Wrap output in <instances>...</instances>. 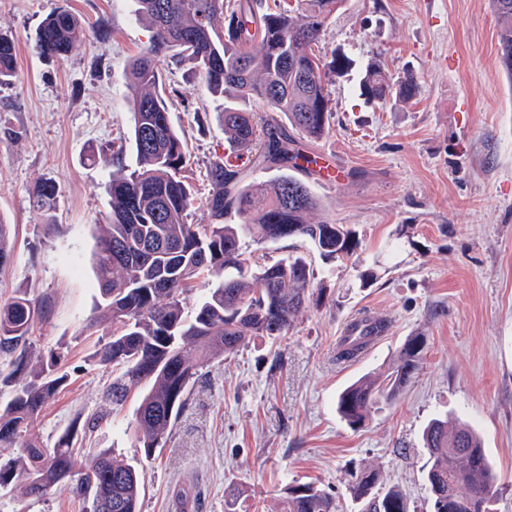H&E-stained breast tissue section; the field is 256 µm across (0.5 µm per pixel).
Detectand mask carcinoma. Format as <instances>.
<instances>
[{"instance_id": "1", "label": "carcinoma", "mask_w": 512, "mask_h": 512, "mask_svg": "<svg viewBox=\"0 0 512 512\" xmlns=\"http://www.w3.org/2000/svg\"><path fill=\"white\" fill-rule=\"evenodd\" d=\"M138 3L152 36L129 65L134 162L124 163V145L113 151L111 211L97 238L93 269L99 318L112 325L99 363L112 371L115 404L132 385L147 384L135 421L139 447L149 456L168 438L200 369L236 353L252 336H287L308 306L322 301L303 256L259 265L246 256L243 240L302 238L329 261L345 260L358 243L342 224L307 220L321 206L308 183L316 171L307 165L314 160L290 133L313 144L331 130L329 81L350 62L344 56L326 62L315 47L344 0H236L229 12L225 0ZM493 8L501 66L512 76V0H493ZM79 30V19L59 10L42 21L37 47L48 58L63 59ZM175 57L200 71L210 96L229 100L221 112L224 136L246 153L251 169L281 171L267 187L247 181L244 169L229 160L211 162L206 224L187 221L194 193L182 172L190 154L172 123L160 77L161 60ZM15 76L14 44L0 34V85ZM415 88L414 78L396 83L378 67L368 69L362 82L363 94L377 101L395 89L409 98ZM253 101L285 122L256 115L248 108ZM58 202L56 181L34 186L32 203L45 214L48 235L59 230ZM11 238V225L0 219V265L10 258ZM205 273L220 283L188 316L184 297ZM37 314V304L25 295L0 307V358L8 367L0 384L11 387L0 408V447L19 448L16 457H0V488L31 497L38 487L44 497L77 471L74 489L92 500V512H140L141 476L133 466L109 450L82 455L70 428L51 446L35 433L40 413L68 381L55 364H31ZM388 327L383 318L365 316L360 331L342 340L338 358L359 356ZM425 345V337H409L386 373L358 379L338 395L337 411L350 427H361L379 404L398 396L421 370ZM423 440L431 512H495V477L479 436L463 421L450 432L448 422L434 418ZM348 486L360 512H409L403 493L383 487L375 468L350 472ZM281 505L282 512H336L333 495L313 483L287 484Z\"/></svg>"}]
</instances>
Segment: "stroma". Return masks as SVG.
Returning a JSON list of instances; mask_svg holds the SVG:
<instances>
[{"mask_svg": "<svg viewBox=\"0 0 512 512\" xmlns=\"http://www.w3.org/2000/svg\"><path fill=\"white\" fill-rule=\"evenodd\" d=\"M60 9L79 18L80 37L67 57L49 60L37 32ZM0 33L17 58L14 82L0 86V219L15 227L0 306L23 293L37 301L34 356L69 375L35 426L44 442L72 421L86 424V450L111 449L141 473V512H175L179 489L190 496L188 512H224L231 489L240 493L237 512H280L289 483L321 485L338 512H356L348 473L364 467L398 486L410 512H430L422 433L445 415L480 435L497 512H512V78L499 63L492 0H345L332 15L320 54L344 53L353 68L333 78L331 130L311 147L338 172L331 186L312 180L322 206L309 219L347 225L359 246L329 263L299 238L249 244L261 263L307 257L324 301L281 341L252 337L203 369L149 455L134 432L146 385L119 407L106 395L112 375L97 353L108 330L96 320L93 253L110 213L112 145L130 135L129 64L151 31L136 0H0ZM373 66L398 80L414 76L415 95L366 102L359 80ZM161 70L178 92L171 118L199 197L189 221L204 224L208 167L231 154L224 102L190 64L169 60ZM44 179L60 187L62 231L53 237L31 201ZM363 314L387 318L386 335L357 361L338 363L347 323ZM418 334L426 338L420 374L351 428L338 394L386 372ZM90 509L69 486L40 499L0 489V512Z\"/></svg>", "mask_w": 512, "mask_h": 512, "instance_id": "35a3bbf8", "label": "stroma"}]
</instances>
